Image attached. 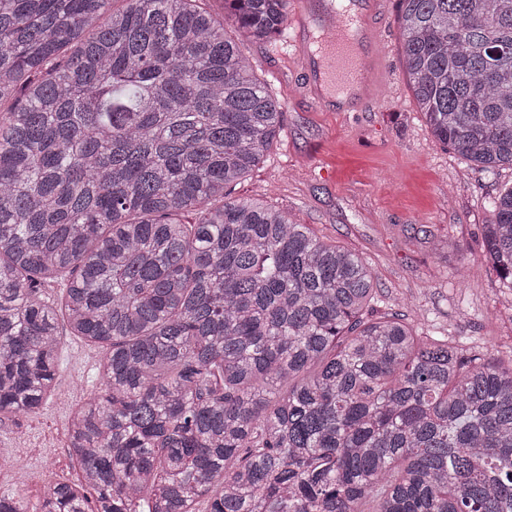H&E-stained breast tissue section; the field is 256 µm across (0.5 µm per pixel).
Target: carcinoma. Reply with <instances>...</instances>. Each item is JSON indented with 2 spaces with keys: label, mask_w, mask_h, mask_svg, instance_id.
<instances>
[{
  "label": "carcinoma",
  "mask_w": 512,
  "mask_h": 512,
  "mask_svg": "<svg viewBox=\"0 0 512 512\" xmlns=\"http://www.w3.org/2000/svg\"><path fill=\"white\" fill-rule=\"evenodd\" d=\"M0 0V422L106 346L78 484L0 512H512V347L369 315L367 261L229 197L283 105L198 0ZM290 0H224L246 39ZM434 137L512 167V0H398ZM482 254L512 288V188ZM59 285V297L47 290Z\"/></svg>",
  "instance_id": "cac0c4a2"
}]
</instances>
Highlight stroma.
Wrapping results in <instances>:
<instances>
[{"mask_svg":"<svg viewBox=\"0 0 512 512\" xmlns=\"http://www.w3.org/2000/svg\"><path fill=\"white\" fill-rule=\"evenodd\" d=\"M378 76L357 105L317 103L315 74L299 58L309 35L243 41L254 73L283 103L279 138L232 197L288 212L327 242L360 253L377 281L373 306L414 325L488 349L512 346V290L481 257L491 200L512 187V168L489 174L435 141L407 86L399 53L398 3L364 6ZM101 345L61 339L52 397L38 412L0 424V495L40 500L45 481L75 483L67 449L72 410L88 398Z\"/></svg>","mask_w":512,"mask_h":512,"instance_id":"1","label":"stroma"}]
</instances>
